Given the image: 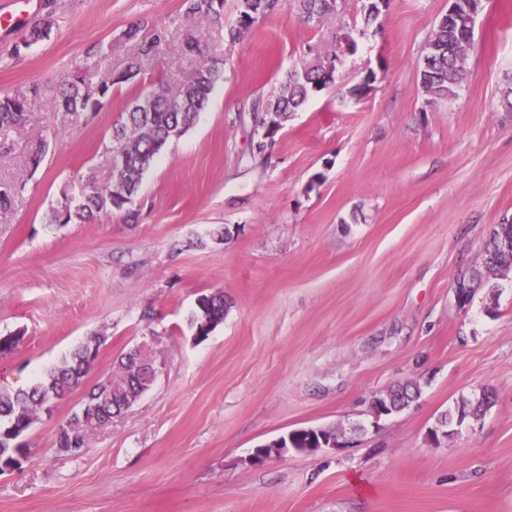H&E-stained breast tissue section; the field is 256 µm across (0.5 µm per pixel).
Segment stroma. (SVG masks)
<instances>
[{"label":"stroma","instance_id":"35a3bbf8","mask_svg":"<svg viewBox=\"0 0 512 512\" xmlns=\"http://www.w3.org/2000/svg\"><path fill=\"white\" fill-rule=\"evenodd\" d=\"M362 7L338 0L309 21L291 6L230 45L183 0H0V93L80 68L119 74L140 58L130 28L168 35L87 120L33 102L0 157V179L24 186L0 215V336L19 337L0 385L105 338L81 387L22 436L27 460L0 474V512H512V273L484 274L463 309L454 292L512 221V0H483L468 79L435 101L420 70L448 0H389L371 22ZM46 20L48 37L23 48ZM190 31L224 59V79L143 175L137 221L48 223L63 194L111 185L113 123L134 95L184 82ZM331 54L335 83L289 117L266 162L248 163L254 102ZM216 290L224 322L195 342L196 301ZM137 345L156 361L152 389L82 454L57 451L86 390ZM410 379L420 398L373 422L372 397ZM485 391L479 421L429 441L442 412ZM353 424L348 447L248 461L291 430Z\"/></svg>","mask_w":512,"mask_h":512}]
</instances>
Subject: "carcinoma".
Here are the masks:
<instances>
[{
    "instance_id": "cac0c4a2",
    "label": "carcinoma",
    "mask_w": 512,
    "mask_h": 512,
    "mask_svg": "<svg viewBox=\"0 0 512 512\" xmlns=\"http://www.w3.org/2000/svg\"><path fill=\"white\" fill-rule=\"evenodd\" d=\"M301 14L312 20L335 12L330 0H295ZM186 13L208 23L224 33V41L236 44L252 25L288 6V0H239L236 23H224V0H184ZM482 10V0H456L454 16L438 22L426 45L420 84L423 92L432 99H443L454 93L466 79L465 57L473 37L466 34V19L470 13ZM131 38L140 39V55L158 54L166 42V32L159 27L128 31ZM186 52L193 67L189 77L176 89L164 83L145 95H135L112 125L111 153L122 159L119 168L112 170L115 182L104 188L87 183L79 193L64 195L48 214L51 224H85L114 210L125 212L129 220L136 213L129 208L137 195L142 176L152 166L155 158L173 139L183 136L196 122L200 112L209 104L211 94L223 78L224 60L211 57L198 40L189 35L185 39ZM141 73L140 59L134 58L118 75L93 80L86 72H74L58 82L52 92L35 84L27 91L0 96V154L10 150L9 134L22 124L25 114L37 99L46 98L51 106L78 119H87L99 112L112 95V88L130 84ZM335 82V68L316 57L309 63L289 69L277 93L259 100L255 109L261 112L257 132L258 145L250 150V158L268 159L272 141L263 139V131L270 119L287 120L301 109L309 96ZM24 185L0 181V213L11 209ZM512 240V222L498 224L485 243L482 267H474L457 279L461 288L474 289L482 282L483 271H496L503 276L512 271V249L504 250L498 242L502 237ZM228 302L224 292L201 295L191 316L194 340L205 341L224 322ZM105 342L102 336H91L64 360L51 369L31 387L10 389L0 387V473L22 467L26 448L18 439L38 420L39 411L47 403L63 397L82 384L99 349ZM154 376L138 366L126 353L119 360L118 371L97 383L84 396L83 402L96 405L93 416L75 411L57 432L58 451L76 455L87 448V436L97 426L120 416L151 387ZM421 395L420 385L408 381L375 395L371 405L380 408L388 417L408 408ZM491 404V396L482 394L476 403L461 402L455 412L442 414L431 434L444 433L448 437L467 419H476Z\"/></svg>"
}]
</instances>
